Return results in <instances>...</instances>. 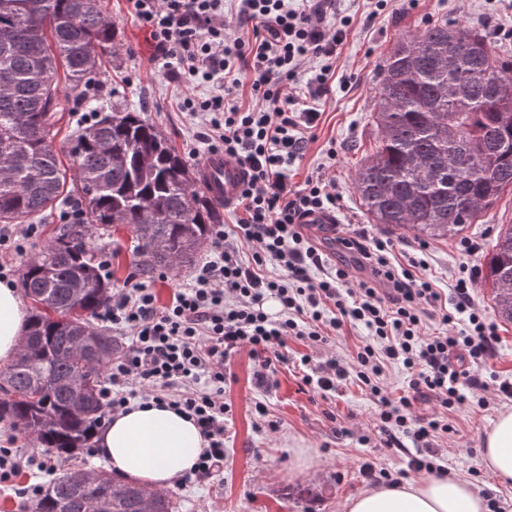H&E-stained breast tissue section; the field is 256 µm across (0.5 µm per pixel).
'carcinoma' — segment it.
Masks as SVG:
<instances>
[{"label":"carcinoma","mask_w":512,"mask_h":512,"mask_svg":"<svg viewBox=\"0 0 512 512\" xmlns=\"http://www.w3.org/2000/svg\"><path fill=\"white\" fill-rule=\"evenodd\" d=\"M116 29L101 0H0V223L42 219L69 199L74 221L25 264L22 286L33 300L24 344L34 349L0 372V418L38 442L71 455L93 447L103 417L104 366L118 352L108 329L87 317L105 312L111 283L101 275L89 230L123 224L144 272L189 263L220 223L195 189L187 161L138 112L112 106L76 138L75 175L67 181L50 135L60 112L59 70L79 100L97 84L84 80L90 56L112 55ZM374 123L379 146L355 176L367 214L390 230L434 238L460 234L512 187V62L485 36L456 22H425L396 43L379 76ZM70 189H65L66 183ZM92 286L81 298L74 282ZM485 278L500 317L512 322V225L498 230ZM88 331L87 370L71 356ZM82 373L93 388L72 386ZM112 512H142L150 489L112 478ZM97 490L59 475L35 512H93Z\"/></svg>","instance_id":"obj_1"}]
</instances>
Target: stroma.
I'll return each mask as SVG.
<instances>
[{"mask_svg": "<svg viewBox=\"0 0 512 512\" xmlns=\"http://www.w3.org/2000/svg\"><path fill=\"white\" fill-rule=\"evenodd\" d=\"M104 10L116 27L113 56L100 61V103H115L140 113L157 127L181 154H188L199 127L182 112L180 102L189 87L163 73L153 42L128 7L127 0H102ZM342 13L351 15L350 32L336 60L337 84L315 106L321 112L315 139L292 171L294 181H303L315 171L328 148L337 152L329 174L336 181L342 199L337 204L336 224L331 228L307 227L306 233L333 262L360 275L353 254L340 249L335 240L350 226L363 225L371 236L391 241L395 253L425 249L427 273L440 293H447L455 277L467 268L484 266L498 225L512 224V191L504 190L494 206L460 238L432 239L411 231H388L373 223L355 191V174L377 146L373 123L377 74L397 41L421 28L423 21H460L481 30L494 53L512 59V0H397L393 8L375 21H367L371 6L367 0H341ZM63 110L54 129V146L66 169H73L71 149L83 118L92 107L61 93ZM472 240L474 253L459 250L460 240ZM97 259L112 258L113 287L131 282L154 289L160 303L188 282L193 268L179 265L142 273L132 258L128 228L113 235L94 234ZM476 305L488 322L497 328L499 340L493 357L478 374L485 379L512 378V322L503 321L494 308L491 285L477 283ZM363 331L345 328L329 345L316 351L295 339L288 342V361L280 365L268 390L255 388L253 362L248 354L232 357L227 363L233 380L224 391L230 405L224 433V470L213 478L185 487L169 486L177 512H341L343 501L366 487L360 473L364 462L390 472L404 467L403 454L385 447L376 432L378 404L356 383L349 382L335 393L321 396L304 385L298 368L302 354H311L314 364L336 358L349 363ZM485 407L469 403L448 413L450 429L436 438L438 448L451 473L471 482L480 493L498 498L512 497V484H500L481 465L485 436L498 412L512 405L496 391L485 394ZM267 408V421L255 414L256 402ZM276 429H269L268 421ZM306 449L313 457L309 467H299L296 452ZM37 468L24 470L13 482L0 484V512H31L35 502L27 491L33 485H47Z\"/></svg>", "mask_w": 512, "mask_h": 512, "instance_id": "35a3bbf8", "label": "stroma"}]
</instances>
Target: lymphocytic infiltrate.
<instances>
[{"instance_id": "lymphocytic-infiltrate-1", "label": "lymphocytic infiltrate", "mask_w": 512, "mask_h": 512, "mask_svg": "<svg viewBox=\"0 0 512 512\" xmlns=\"http://www.w3.org/2000/svg\"><path fill=\"white\" fill-rule=\"evenodd\" d=\"M127 2L172 79L212 86L207 96H186L182 107L203 125L202 144L241 165L246 179L236 198L242 216L211 226L208 254L168 303L138 285L113 290L102 320L129 344L109 367L106 414L134 400L182 413L207 446L177 484L212 478L224 466L227 361L248 352L262 388L287 363L289 339L323 346L344 327H359L365 338L353 363L327 360L303 382L324 395L344 381L358 383L380 406L382 443L398 449L407 436L417 444L398 474L364 464L367 480L396 485L413 475H447L432 446L448 431L447 411L490 386L512 398L511 380L491 385L474 373L494 354L495 326L476 309L469 278L457 279L451 305L443 307L426 259L395 262L392 245L362 229L340 240L366 271L350 280L346 268L329 263L302 234L305 218L335 210V182L322 168L301 185L289 176L320 116L299 101L330 93L348 17L337 16L336 0H232L229 10L225 0ZM332 14L337 20L330 28ZM271 263L281 275H267ZM269 300L279 304L277 316L264 310ZM458 319L466 328L456 334L450 326ZM388 364L411 376L407 394L395 400L381 382ZM430 396L441 415L408 417L414 402Z\"/></svg>"}]
</instances>
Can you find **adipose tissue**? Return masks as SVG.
Masks as SVG:
<instances>
[{
	"instance_id": "obj_1",
	"label": "adipose tissue",
	"mask_w": 512,
	"mask_h": 512,
	"mask_svg": "<svg viewBox=\"0 0 512 512\" xmlns=\"http://www.w3.org/2000/svg\"><path fill=\"white\" fill-rule=\"evenodd\" d=\"M27 327L26 311L13 285L0 282V366L18 355ZM206 442L197 425L180 413L132 403L112 416L96 436L98 453L111 469L149 488L170 486L191 469ZM484 469L500 482L512 481V408L503 409L482 449ZM343 512H512V497L490 504L472 484L456 476L379 486L347 498Z\"/></svg>"
}]
</instances>
